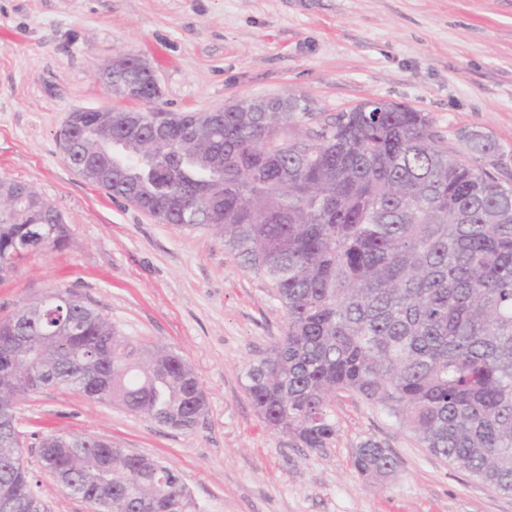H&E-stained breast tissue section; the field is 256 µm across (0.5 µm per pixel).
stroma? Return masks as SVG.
I'll return each instance as SVG.
<instances>
[{
  "mask_svg": "<svg viewBox=\"0 0 512 512\" xmlns=\"http://www.w3.org/2000/svg\"><path fill=\"white\" fill-rule=\"evenodd\" d=\"M132 54L154 70L152 104L111 93L100 70ZM305 96L317 126L377 100L428 113L449 148L512 184V0H0V177L63 215L66 244L0 279V320L67 288L131 339L197 373L205 416L175 430L59 385L14 408L21 457L47 512H94L42 467L55 434H91L178 470L199 512H512L495 491L422 448L377 406L343 394L336 437L312 452L273 433L246 367L283 335L272 288L203 227L164 224L86 181L57 134L69 113L213 112L242 97ZM375 440L398 460L373 483L354 469Z\"/></svg>",
  "mask_w": 512,
  "mask_h": 512,
  "instance_id": "stroma-1",
  "label": "stroma"
}]
</instances>
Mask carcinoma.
<instances>
[{
	"label": "carcinoma",
	"mask_w": 512,
	"mask_h": 512,
	"mask_svg": "<svg viewBox=\"0 0 512 512\" xmlns=\"http://www.w3.org/2000/svg\"><path fill=\"white\" fill-rule=\"evenodd\" d=\"M134 67L112 68L124 95ZM68 164L106 165L85 178L166 224L203 227L275 289L284 335L249 364L245 389L261 418L299 447L336 435L341 392L380 407L435 456L512 493V185L448 149L424 112L381 101L340 112L298 136L301 96L273 107L243 98L222 112L72 111ZM33 202L0 209V276L36 250L63 246L62 214ZM0 461L20 457L8 417L25 395L67 385L160 424L191 430L204 414L185 359L122 335L68 289L0 320ZM101 356L91 382L68 359ZM40 381L24 378L30 363ZM43 467L98 512H197L178 472L90 434L52 435ZM363 477L397 470L374 440L355 451ZM46 512L27 469L0 464V500Z\"/></svg>",
	"instance_id": "cac0c4a2"
}]
</instances>
